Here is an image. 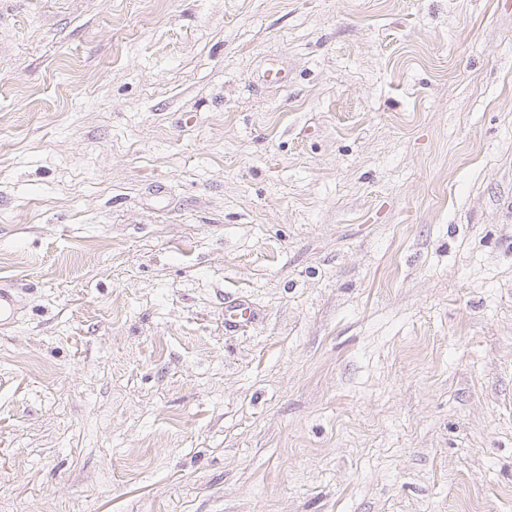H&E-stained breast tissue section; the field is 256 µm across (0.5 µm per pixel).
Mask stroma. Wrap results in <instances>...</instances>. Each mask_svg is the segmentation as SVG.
Returning <instances> with one entry per match:
<instances>
[{"label": "stroma", "instance_id": "1", "mask_svg": "<svg viewBox=\"0 0 512 512\" xmlns=\"http://www.w3.org/2000/svg\"><path fill=\"white\" fill-rule=\"evenodd\" d=\"M1 279L0 512H512V0H0Z\"/></svg>", "mask_w": 512, "mask_h": 512}]
</instances>
